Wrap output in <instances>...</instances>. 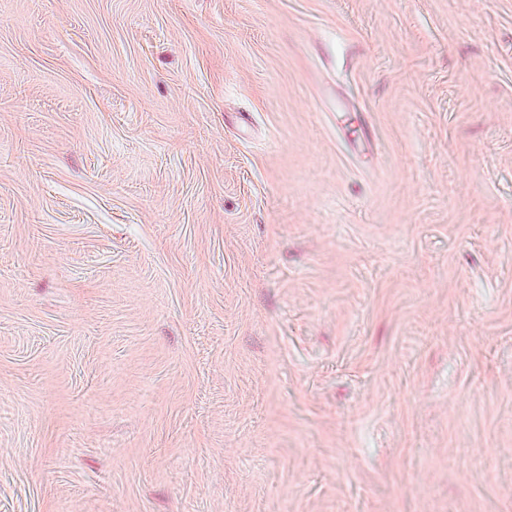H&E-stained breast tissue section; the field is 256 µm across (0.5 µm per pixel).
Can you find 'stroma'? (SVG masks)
I'll return each instance as SVG.
<instances>
[{
    "instance_id": "stroma-1",
    "label": "stroma",
    "mask_w": 512,
    "mask_h": 512,
    "mask_svg": "<svg viewBox=\"0 0 512 512\" xmlns=\"http://www.w3.org/2000/svg\"><path fill=\"white\" fill-rule=\"evenodd\" d=\"M0 512H512V0H0Z\"/></svg>"
}]
</instances>
